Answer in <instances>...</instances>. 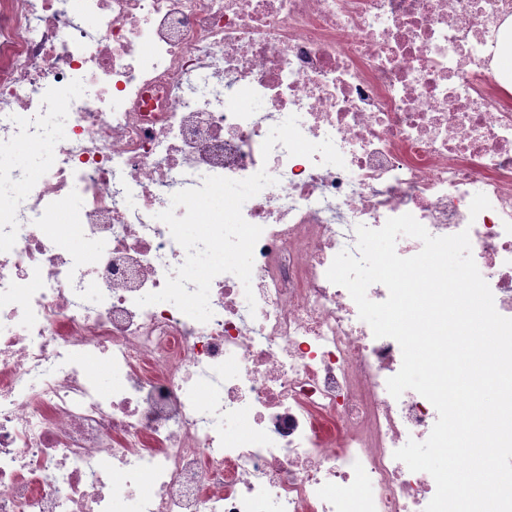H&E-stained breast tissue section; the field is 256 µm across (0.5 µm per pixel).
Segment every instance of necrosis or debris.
Returning <instances> with one entry per match:
<instances>
[{"label":"necrosis or debris","mask_w":512,"mask_h":512,"mask_svg":"<svg viewBox=\"0 0 512 512\" xmlns=\"http://www.w3.org/2000/svg\"><path fill=\"white\" fill-rule=\"evenodd\" d=\"M511 40L512 0H0V153L68 116L0 164V512H424L394 453L438 413L326 272L408 213L512 318ZM292 114L343 166L263 156ZM262 169L254 302L224 273L208 322L138 307L186 258L172 195ZM73 197L88 255L48 230Z\"/></svg>","instance_id":"1"}]
</instances>
